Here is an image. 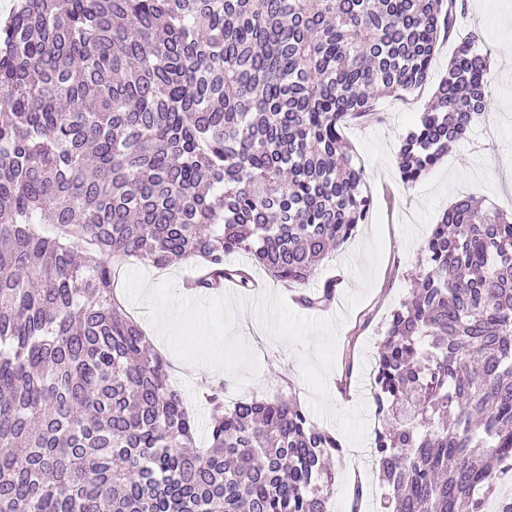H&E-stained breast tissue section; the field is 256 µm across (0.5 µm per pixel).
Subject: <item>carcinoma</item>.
Segmentation results:
<instances>
[{"label": "carcinoma", "instance_id": "carcinoma-1", "mask_svg": "<svg viewBox=\"0 0 512 512\" xmlns=\"http://www.w3.org/2000/svg\"><path fill=\"white\" fill-rule=\"evenodd\" d=\"M456 0H17L0 22V512H332L342 453L293 395L204 394L209 445L119 266L306 289L370 214L341 133L428 78ZM461 43L404 138L417 183L489 106ZM244 254L251 266L231 267ZM409 272L373 375L380 512H486L512 483V213L469 196Z\"/></svg>", "mask_w": 512, "mask_h": 512}]
</instances>
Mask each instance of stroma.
Instances as JSON below:
<instances>
[{"label": "stroma", "mask_w": 512, "mask_h": 512, "mask_svg": "<svg viewBox=\"0 0 512 512\" xmlns=\"http://www.w3.org/2000/svg\"><path fill=\"white\" fill-rule=\"evenodd\" d=\"M491 51L490 105L469 135L412 187L399 177L396 157L435 94L457 45L471 36ZM512 0H463L453 36L437 51L427 82L400 97L384 96L344 135L367 175L373 206L357 235L326 260L309 286L336 280L326 311L298 306L292 292L256 272L258 288L244 291L225 282L215 293L187 290L192 270L177 262L164 270L133 261L120 272L118 292L145 329L167 318L171 333L154 346L170 364L171 380L192 404L199 445L208 443V408L202 395L208 370L225 379L237 399L296 394L312 421L343 445L333 460L335 512H350L349 472L364 488L360 512H375L382 486L372 441L377 426L371 385L374 354L386 316L407 297L408 274L424 240L458 196H474L512 211ZM368 327H361L363 316ZM351 368V385L336 382Z\"/></svg>", "instance_id": "35a3bbf8"}]
</instances>
